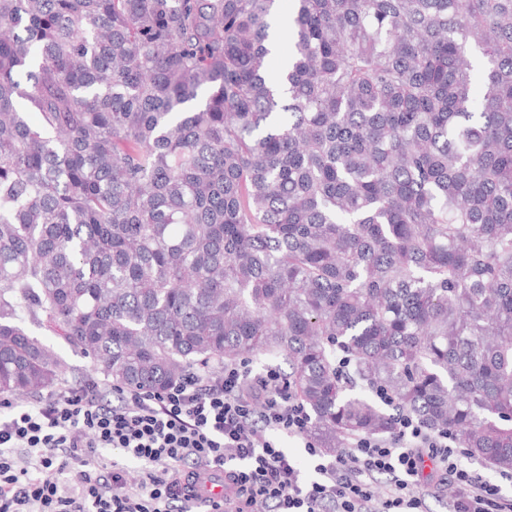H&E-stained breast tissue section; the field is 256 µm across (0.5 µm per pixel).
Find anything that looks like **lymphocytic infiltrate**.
<instances>
[{"instance_id":"obj_1","label":"lymphocytic infiltrate","mask_w":512,"mask_h":512,"mask_svg":"<svg viewBox=\"0 0 512 512\" xmlns=\"http://www.w3.org/2000/svg\"><path fill=\"white\" fill-rule=\"evenodd\" d=\"M311 417L285 375L226 363L192 371L160 392L64 386L26 406L0 403V512H189L182 478L222 470L228 494L215 512H419L423 491L453 487L449 512H512V472L485 480L458 461L456 441L402 413L389 438L355 436L321 457ZM305 437L317 477L305 481L276 435ZM139 462L127 485L105 450ZM75 471L69 484L65 471Z\"/></svg>"}]
</instances>
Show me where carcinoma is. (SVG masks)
Wrapping results in <instances>:
<instances>
[{"label": "carcinoma", "instance_id": "1", "mask_svg": "<svg viewBox=\"0 0 512 512\" xmlns=\"http://www.w3.org/2000/svg\"><path fill=\"white\" fill-rule=\"evenodd\" d=\"M291 2L271 78L275 0H0V394L28 321L129 390L261 353L326 449L382 388L512 471V0Z\"/></svg>", "mask_w": 512, "mask_h": 512}]
</instances>
